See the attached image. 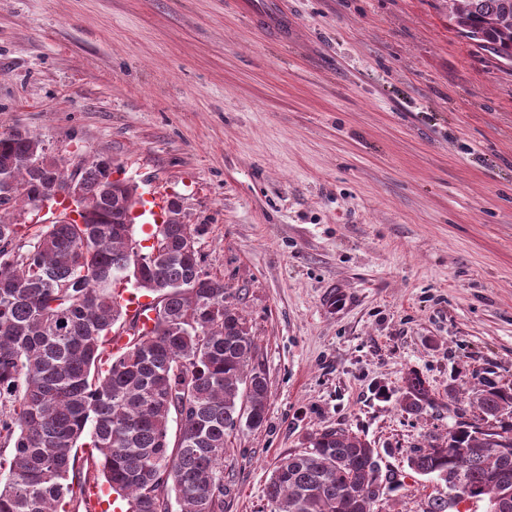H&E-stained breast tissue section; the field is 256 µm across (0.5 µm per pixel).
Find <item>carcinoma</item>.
I'll list each match as a JSON object with an SVG mask.
<instances>
[{"label": "carcinoma", "instance_id": "carcinoma-1", "mask_svg": "<svg viewBox=\"0 0 512 512\" xmlns=\"http://www.w3.org/2000/svg\"><path fill=\"white\" fill-rule=\"evenodd\" d=\"M448 26L512 67V0H448ZM46 158L38 137L0 133V177L17 186L0 197V512H59L66 500L94 512L83 495L101 480L129 512H172L174 502L179 512H224L226 448L242 425H263L270 394L236 295L211 276L201 281L199 252L184 248L204 227L168 209L153 232L160 254L137 270L125 223L137 186L112 178L108 158L70 172ZM72 178L85 187L86 212L68 224L17 222L52 183ZM121 269L151 298L148 330L119 302ZM429 399L411 376L405 410ZM472 404L492 424L458 422L413 450L409 469L443 484L459 478L457 497L512 512V387L487 381ZM377 457L346 428L309 434L271 474V512H377L385 486L401 485ZM419 512L460 510L437 490Z\"/></svg>", "mask_w": 512, "mask_h": 512}]
</instances>
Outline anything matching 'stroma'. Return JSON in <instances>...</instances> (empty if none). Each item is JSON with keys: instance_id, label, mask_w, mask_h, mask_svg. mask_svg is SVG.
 I'll list each match as a JSON object with an SVG mask.
<instances>
[{"instance_id": "stroma-1", "label": "stroma", "mask_w": 512, "mask_h": 512, "mask_svg": "<svg viewBox=\"0 0 512 512\" xmlns=\"http://www.w3.org/2000/svg\"><path fill=\"white\" fill-rule=\"evenodd\" d=\"M0 0V133L111 159L206 228L270 400L224 456V512H269L279 458L341 425L404 479L481 379L512 387V71L448 28L445 0ZM431 401L400 405L410 374Z\"/></svg>"}]
</instances>
